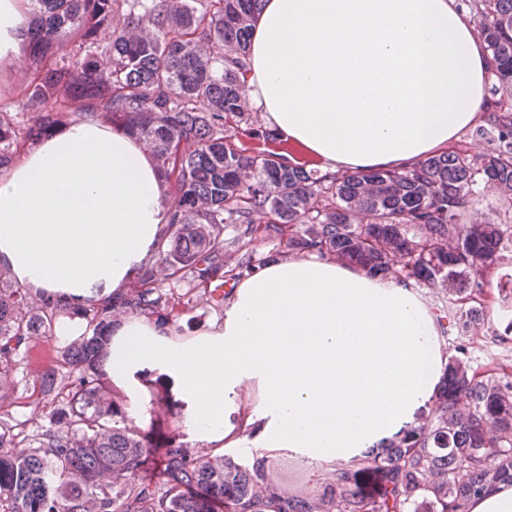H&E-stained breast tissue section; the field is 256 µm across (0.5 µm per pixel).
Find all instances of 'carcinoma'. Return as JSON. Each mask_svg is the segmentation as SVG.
I'll return each mask as SVG.
<instances>
[{
  "label": "carcinoma",
  "mask_w": 512,
  "mask_h": 512,
  "mask_svg": "<svg viewBox=\"0 0 512 512\" xmlns=\"http://www.w3.org/2000/svg\"><path fill=\"white\" fill-rule=\"evenodd\" d=\"M263 0H36L30 57L59 54L28 90L25 112H0V167L71 118L65 102L145 141L168 185L166 247L129 288L84 308L91 335L66 347L40 377L50 426L32 431L0 416V512H468L470 501L512 484V365L475 366L462 339L485 319L484 275L512 252L499 224H462L483 190L512 199V111L478 133L492 148L458 151L403 170L317 175L270 149L245 99L251 30ZM489 52L494 90L512 92V0H468ZM77 34L79 50L64 52ZM243 124L248 141L231 143ZM234 226L237 235L227 238ZM318 254L374 276L398 270L442 295L441 335L454 333L430 423L363 456L334 464L310 488L288 480L269 452L214 454L181 441L180 409L158 380L147 385L150 421L137 427L110 386L106 331L121 314L182 331L207 298L224 312V283L272 255ZM240 254L236 269L225 255ZM55 311L0 269V408L11 400L15 356L52 335ZM29 448L17 455L15 448Z\"/></svg>",
  "instance_id": "1"
}]
</instances>
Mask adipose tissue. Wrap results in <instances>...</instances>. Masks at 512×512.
<instances>
[{
  "mask_svg": "<svg viewBox=\"0 0 512 512\" xmlns=\"http://www.w3.org/2000/svg\"><path fill=\"white\" fill-rule=\"evenodd\" d=\"M35 0H0V84L22 59ZM491 65L455 0H264L249 101L292 156L330 174L403 169L454 144L487 107ZM146 144L83 115L0 168V269L57 307L59 343L78 311L121 293L159 244L171 206ZM107 372L139 420L147 380L181 409L190 442L243 443L334 465L436 409L447 359L412 280L329 257H273L240 277L223 315L184 335L116 319Z\"/></svg>",
  "mask_w": 512,
  "mask_h": 512,
  "instance_id": "1",
  "label": "adipose tissue"
}]
</instances>
